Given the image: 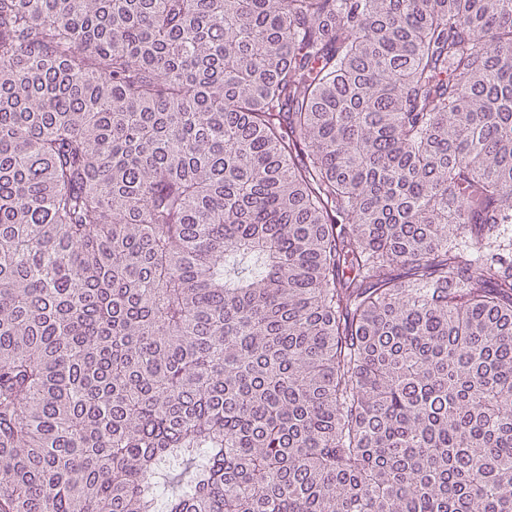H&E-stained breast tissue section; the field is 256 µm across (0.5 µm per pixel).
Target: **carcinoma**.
<instances>
[{"mask_svg":"<svg viewBox=\"0 0 512 512\" xmlns=\"http://www.w3.org/2000/svg\"><path fill=\"white\" fill-rule=\"evenodd\" d=\"M0 512H512V0H0Z\"/></svg>","mask_w":512,"mask_h":512,"instance_id":"obj_1","label":"carcinoma"}]
</instances>
